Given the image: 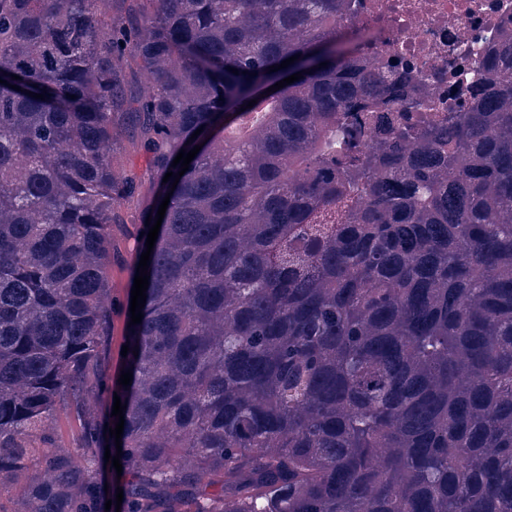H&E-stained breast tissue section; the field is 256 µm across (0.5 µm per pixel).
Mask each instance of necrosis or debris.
<instances>
[{
  "label": "necrosis or debris",
  "instance_id": "4bbe7bcc",
  "mask_svg": "<svg viewBox=\"0 0 512 512\" xmlns=\"http://www.w3.org/2000/svg\"><path fill=\"white\" fill-rule=\"evenodd\" d=\"M352 31L371 30L363 58L408 70L384 98L398 105L408 88L421 112L458 110L477 100L486 73L480 61L512 29V0H351Z\"/></svg>",
  "mask_w": 512,
  "mask_h": 512
}]
</instances>
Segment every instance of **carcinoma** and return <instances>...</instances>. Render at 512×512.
Listing matches in <instances>:
<instances>
[{"label":"carcinoma","mask_w":512,"mask_h":512,"mask_svg":"<svg viewBox=\"0 0 512 512\" xmlns=\"http://www.w3.org/2000/svg\"><path fill=\"white\" fill-rule=\"evenodd\" d=\"M348 3L0 0V512H512V33L466 111L379 112ZM130 132L160 181L201 150L122 386L118 235L140 261L164 199ZM114 166L119 173L135 174L142 182L143 193H159L161 187L157 184L149 168L148 158L140 145H133L125 141L118 149ZM134 271L133 257L129 256L127 265L122 269H114L112 275L113 330H112V371L122 370L120 353L125 336L124 307L130 293V280Z\"/></svg>","instance_id":"1"}]
</instances>
